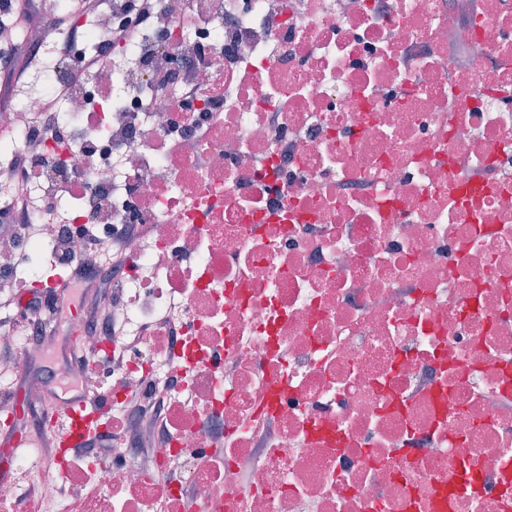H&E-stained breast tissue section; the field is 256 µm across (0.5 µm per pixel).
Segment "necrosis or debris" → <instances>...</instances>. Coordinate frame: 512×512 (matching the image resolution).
<instances>
[{
    "label": "necrosis or debris",
    "mask_w": 512,
    "mask_h": 512,
    "mask_svg": "<svg viewBox=\"0 0 512 512\" xmlns=\"http://www.w3.org/2000/svg\"><path fill=\"white\" fill-rule=\"evenodd\" d=\"M125 2L69 20L39 89L0 105V203L15 156L50 163L35 235L0 232V287H42L43 253L68 265L85 225L144 224L114 313L177 332L115 370L119 338L84 331L92 361L58 376L111 379L91 430L124 445L106 463L33 443L0 508L512 512V0H158L122 66L74 86L65 140L42 139L50 86L110 52ZM164 76L194 87L187 110L151 95Z\"/></svg>",
    "instance_id": "1"
}]
</instances>
